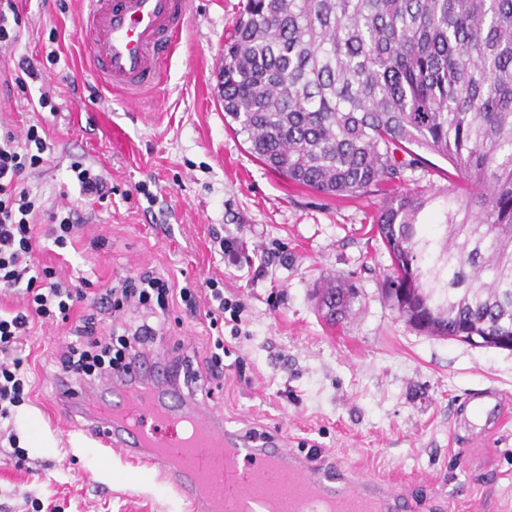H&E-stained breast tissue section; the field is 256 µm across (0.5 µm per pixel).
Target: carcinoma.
<instances>
[{
  "instance_id": "1",
  "label": "carcinoma",
  "mask_w": 512,
  "mask_h": 512,
  "mask_svg": "<svg viewBox=\"0 0 512 512\" xmlns=\"http://www.w3.org/2000/svg\"><path fill=\"white\" fill-rule=\"evenodd\" d=\"M220 74L251 154L322 194L395 181L412 146L447 159L448 187L376 217L385 287L412 289L430 336H512V0H246ZM355 297L322 289L333 321Z\"/></svg>"
}]
</instances>
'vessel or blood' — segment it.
Returning a JSON list of instances; mask_svg holds the SVG:
<instances>
[{"label": "vessel or blood", "instance_id": "obj_1", "mask_svg": "<svg viewBox=\"0 0 512 512\" xmlns=\"http://www.w3.org/2000/svg\"><path fill=\"white\" fill-rule=\"evenodd\" d=\"M83 41L97 79L129 99L153 91L179 43L189 0H81ZM68 418L100 452H119L132 467L155 473L192 512H294L299 499L332 512H407L401 491L356 475L342 462L318 463L272 441L255 444L227 430L204 400L170 387L148 393L133 386L87 392L75 379L57 383ZM469 407L491 433L504 420L499 392L472 395Z\"/></svg>", "mask_w": 512, "mask_h": 512}]
</instances>
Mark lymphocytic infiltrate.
I'll list each match as a JSON object with an SVG mask.
<instances>
[{
	"instance_id": "1",
	"label": "lymphocytic infiltrate",
	"mask_w": 512,
	"mask_h": 512,
	"mask_svg": "<svg viewBox=\"0 0 512 512\" xmlns=\"http://www.w3.org/2000/svg\"><path fill=\"white\" fill-rule=\"evenodd\" d=\"M42 125H30L25 138L12 130L0 129V289L22 294L24 301L12 310L0 309V350H7L20 337L29 335L35 324L74 322L73 339L62 347L54 362L56 377L83 381L112 379L129 374L140 352H155L162 340L166 314L171 305L182 303L189 315L204 314L208 326L217 330L215 351L207 357L204 371L194 370L193 357L181 353L167 364L173 382L183 379L218 380L224 376L220 354L224 339L219 332L224 315L238 306L224 296L216 279L176 287L168 278L145 268L117 285L102 288L91 299V313L79 316L75 310L87 300L81 285L60 277L56 270L36 262L41 241L56 248L71 244L80 229L74 209L51 212L50 221L40 224L43 207L24 183L27 170L42 166L48 149ZM124 317L121 330L101 335L102 315ZM32 386L22 360L0 361V443L7 449L0 458L23 466L28 459L16 431L18 409L31 397Z\"/></svg>"
}]
</instances>
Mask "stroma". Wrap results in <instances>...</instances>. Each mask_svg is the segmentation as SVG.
I'll use <instances>...</instances> for the list:
<instances>
[{"instance_id":"stroma-1","label":"stroma","mask_w":512,"mask_h":512,"mask_svg":"<svg viewBox=\"0 0 512 512\" xmlns=\"http://www.w3.org/2000/svg\"><path fill=\"white\" fill-rule=\"evenodd\" d=\"M244 2L190 0L162 84L133 104L90 72L80 0H14L20 37L0 49V123L21 135L38 122L47 133L50 160L26 176L46 208L39 223L67 206L84 224L65 258L46 249L41 263L88 278L91 297L145 267L179 282H223L225 298L242 307L207 405L227 429L389 477L406 487L412 512H512V351L419 333L383 294L391 260L372 230L379 210L394 191L446 187L449 163L423 153L396 186L351 196L269 170L225 125L220 98L219 66ZM23 60L41 73L26 92L12 83ZM42 90L57 113L32 109ZM75 161L105 173L110 200L80 196ZM332 279L358 290L336 325L316 296ZM168 320L164 354L181 346L209 355L204 317L174 307ZM69 330L39 326L0 353L21 359L33 385L17 416L28 465L0 463V504L8 512H33L35 500L58 512H186L155 474L102 455L48 410L50 357ZM486 388L502 394L508 418L475 440L454 430L451 413Z\"/></svg>"}]
</instances>
